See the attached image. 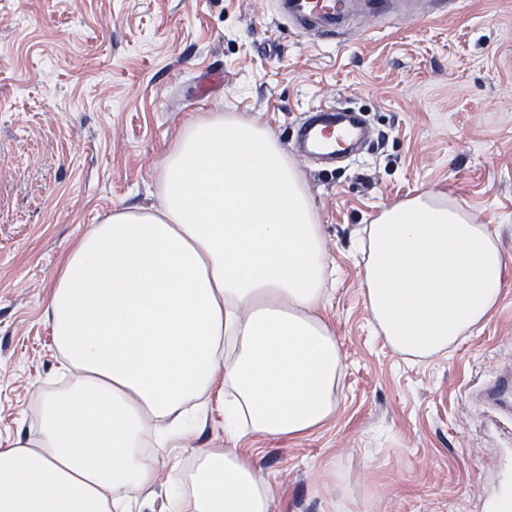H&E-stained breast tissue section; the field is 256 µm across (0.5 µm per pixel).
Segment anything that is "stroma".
Returning <instances> with one entry per match:
<instances>
[{
  "mask_svg": "<svg viewBox=\"0 0 512 512\" xmlns=\"http://www.w3.org/2000/svg\"><path fill=\"white\" fill-rule=\"evenodd\" d=\"M274 0H0V448L36 439L58 388L46 317L64 255L91 225L156 206L179 134L212 113L257 120L291 149L306 110L363 112L361 153L326 167L293 156L336 282L326 315L345 377L335 416L297 438L229 443L199 405L174 463L126 492L164 512L195 448L235 446L275 487L270 512H488L512 501V420L477 385L512 365V0H453L303 36ZM433 189L489 224L505 291L448 355L405 361L372 328L353 243L380 212Z\"/></svg>",
  "mask_w": 512,
  "mask_h": 512,
  "instance_id": "35a3bbf8",
  "label": "stroma"
}]
</instances>
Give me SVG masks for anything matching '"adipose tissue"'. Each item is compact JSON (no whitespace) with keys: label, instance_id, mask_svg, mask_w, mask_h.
Returning <instances> with one entry per match:
<instances>
[{"label":"adipose tissue","instance_id":"1","mask_svg":"<svg viewBox=\"0 0 512 512\" xmlns=\"http://www.w3.org/2000/svg\"><path fill=\"white\" fill-rule=\"evenodd\" d=\"M157 188L159 207L113 211L63 262L47 313L76 374L43 397L36 445L0 448V512H125V489L155 481L180 418L219 378L232 440L304 436L336 412L344 362L324 317L322 226L278 141L232 116L192 123ZM360 247L373 324L398 354L446 353L498 307L495 235L434 191L384 208ZM193 454L166 512H270L274 486L248 458Z\"/></svg>","mask_w":512,"mask_h":512}]
</instances>
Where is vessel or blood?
Wrapping results in <instances>:
<instances>
[{
    "mask_svg": "<svg viewBox=\"0 0 512 512\" xmlns=\"http://www.w3.org/2000/svg\"><path fill=\"white\" fill-rule=\"evenodd\" d=\"M354 8L353 0H277L279 15L299 34L319 32L331 37ZM313 117L302 128L298 154L308 158L342 159L356 150L363 135L357 113L324 104L313 108ZM487 404L512 412V374L503 373L486 389Z\"/></svg>",
    "mask_w": 512,
    "mask_h": 512,
    "instance_id": "b4317fda",
    "label": "vessel or blood"
}]
</instances>
